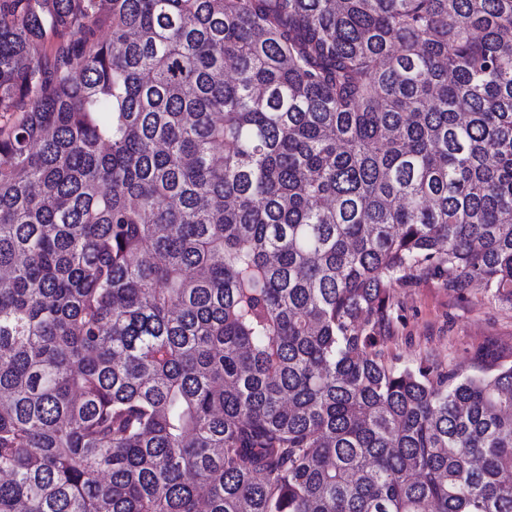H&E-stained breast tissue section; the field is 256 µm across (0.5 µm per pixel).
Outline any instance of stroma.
<instances>
[{
	"instance_id": "stroma-1",
	"label": "stroma",
	"mask_w": 512,
	"mask_h": 512,
	"mask_svg": "<svg viewBox=\"0 0 512 512\" xmlns=\"http://www.w3.org/2000/svg\"><path fill=\"white\" fill-rule=\"evenodd\" d=\"M391 295L396 321L387 340L389 356L408 364L426 358L465 374L479 371L483 349L512 357V307L480 288L458 295L442 279L421 276L393 284Z\"/></svg>"
}]
</instances>
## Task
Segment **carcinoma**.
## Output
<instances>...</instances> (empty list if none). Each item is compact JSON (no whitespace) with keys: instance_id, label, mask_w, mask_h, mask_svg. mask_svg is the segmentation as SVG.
I'll return each mask as SVG.
<instances>
[{"instance_id":"1","label":"carcinoma","mask_w":512,"mask_h":512,"mask_svg":"<svg viewBox=\"0 0 512 512\" xmlns=\"http://www.w3.org/2000/svg\"><path fill=\"white\" fill-rule=\"evenodd\" d=\"M428 274L512 305V0H0V512H512ZM394 317L387 340L390 357L414 364L429 359L464 374L478 373L480 352L496 349L512 361V307L472 285L460 296L443 279L421 276L391 289Z\"/></svg>"}]
</instances>
